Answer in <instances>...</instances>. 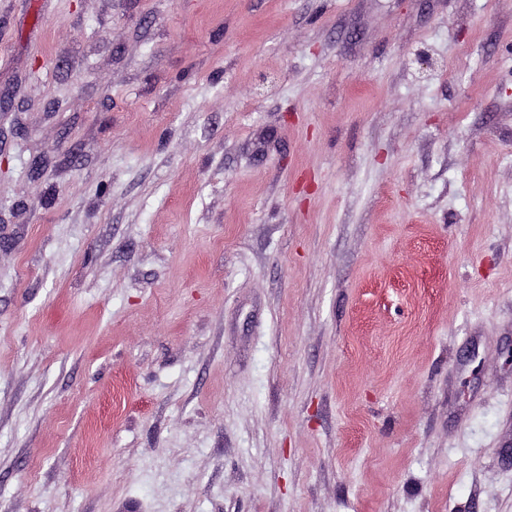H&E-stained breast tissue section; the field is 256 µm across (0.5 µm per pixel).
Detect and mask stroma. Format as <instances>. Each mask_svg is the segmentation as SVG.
I'll list each match as a JSON object with an SVG mask.
<instances>
[{
	"instance_id": "1",
	"label": "stroma",
	"mask_w": 512,
	"mask_h": 512,
	"mask_svg": "<svg viewBox=\"0 0 512 512\" xmlns=\"http://www.w3.org/2000/svg\"><path fill=\"white\" fill-rule=\"evenodd\" d=\"M0 512H512V0H0Z\"/></svg>"
}]
</instances>
